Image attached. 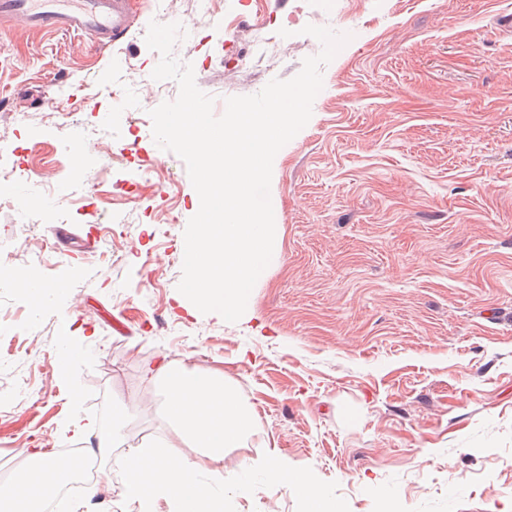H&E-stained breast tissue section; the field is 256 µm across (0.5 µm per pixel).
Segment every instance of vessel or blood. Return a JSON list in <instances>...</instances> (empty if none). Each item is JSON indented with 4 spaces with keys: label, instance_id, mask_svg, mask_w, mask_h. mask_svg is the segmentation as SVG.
<instances>
[{
    "label": "vessel or blood",
    "instance_id": "1",
    "mask_svg": "<svg viewBox=\"0 0 512 512\" xmlns=\"http://www.w3.org/2000/svg\"><path fill=\"white\" fill-rule=\"evenodd\" d=\"M138 19L134 0H0V23L81 34L105 48L124 41Z\"/></svg>",
    "mask_w": 512,
    "mask_h": 512
}]
</instances>
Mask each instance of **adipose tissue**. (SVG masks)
<instances>
[{
  "label": "adipose tissue",
  "instance_id": "ef3b65f1",
  "mask_svg": "<svg viewBox=\"0 0 512 512\" xmlns=\"http://www.w3.org/2000/svg\"><path fill=\"white\" fill-rule=\"evenodd\" d=\"M153 375L164 387L174 438L127 452L125 496L139 502L140 512H152L158 499L169 503L170 512H223L222 498L199 475L222 461L225 449L243 447L254 432V406L219 372L168 360ZM184 447L194 449V458L181 455ZM79 466L72 456L32 451L22 479L0 484V502L13 512H30L32 502L49 497Z\"/></svg>",
  "mask_w": 512,
  "mask_h": 512
}]
</instances>
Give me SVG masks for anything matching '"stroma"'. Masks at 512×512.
Returning a JSON list of instances; mask_svg holds the SVG:
<instances>
[{"instance_id":"35a3bbf8","label":"stroma","mask_w":512,"mask_h":512,"mask_svg":"<svg viewBox=\"0 0 512 512\" xmlns=\"http://www.w3.org/2000/svg\"><path fill=\"white\" fill-rule=\"evenodd\" d=\"M139 12L105 51L0 28V145H23L27 170L0 182V242L14 240L0 253V479L23 474L28 451L78 449L101 479L62 512H137L116 488L129 448L173 435L146 375L166 354L223 371L255 406L246 447L218 464L224 512H310L270 486L272 448L325 512H379L383 498L397 512H512V0H210L204 15L141 0ZM153 20L189 26L174 54L217 116L320 53L306 25L351 36L273 163L280 250L234 323L177 290L200 199L153 139L150 110L178 95L151 77ZM155 163L137 199L119 197ZM64 331L77 348L65 378Z\"/></svg>"}]
</instances>
